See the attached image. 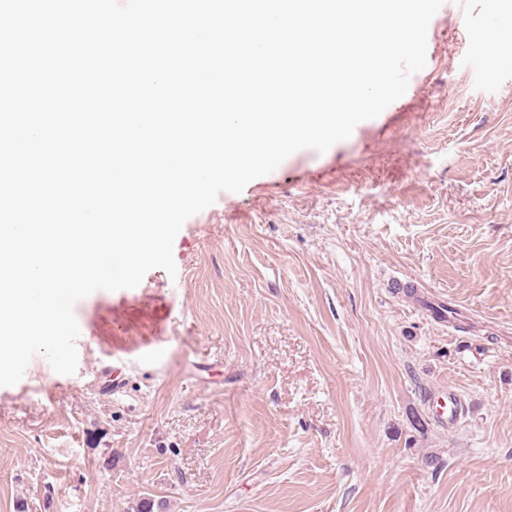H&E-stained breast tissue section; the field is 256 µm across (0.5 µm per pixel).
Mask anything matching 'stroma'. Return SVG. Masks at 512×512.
I'll return each mask as SVG.
<instances>
[{"label": "stroma", "mask_w": 512, "mask_h": 512, "mask_svg": "<svg viewBox=\"0 0 512 512\" xmlns=\"http://www.w3.org/2000/svg\"><path fill=\"white\" fill-rule=\"evenodd\" d=\"M506 12L446 0L402 97L188 219L176 275L79 301L76 373L0 387V512H512ZM428 402L434 404L435 418L448 429L455 428L462 417V405L459 393L452 387H444L431 392Z\"/></svg>", "instance_id": "stroma-1"}]
</instances>
